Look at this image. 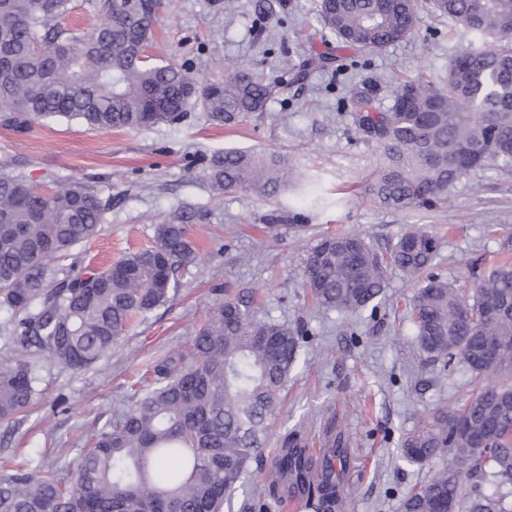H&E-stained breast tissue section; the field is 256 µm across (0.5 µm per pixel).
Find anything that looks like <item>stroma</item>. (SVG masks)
<instances>
[{
	"label": "stroma",
	"mask_w": 512,
	"mask_h": 512,
	"mask_svg": "<svg viewBox=\"0 0 512 512\" xmlns=\"http://www.w3.org/2000/svg\"><path fill=\"white\" fill-rule=\"evenodd\" d=\"M224 3L166 0L149 53L184 66L202 84L250 65L275 85L266 111L225 125L197 108L174 124L111 131L65 118L22 130L0 115V170L43 189L79 180L112 202L98 233L51 258L53 268L107 266L151 244L157 224L187 205L198 212L192 236L199 250L197 263L179 271L169 300L136 318L91 369L77 373L47 352H28L38 394L20 423L0 422V462L25 455L59 468L75 464L88 432L127 409L135 383L170 353L188 350L210 307L230 296L249 302L254 320L304 331L267 453L295 428L309 448L342 435L349 448L338 475L345 512H401L405 494L431 468L400 458V442L430 408L464 403L470 374L420 352L411 281L392 275L377 312L347 319L312 302L301 269L323 234L358 232L382 250L415 225L440 239L433 273L466 288L471 266L488 261L512 234V170L497 165L462 177L432 210L374 205L367 188L379 150L356 137L348 118L350 87L388 109L401 80L441 82L471 39L453 19L424 9L409 39L364 53L325 36L319 0H236L231 15ZM319 55L332 57V66L308 69L297 82L284 70ZM227 149L293 157L305 180L276 196L214 193L200 160Z\"/></svg>",
	"instance_id": "1"
}]
</instances>
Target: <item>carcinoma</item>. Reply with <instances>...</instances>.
<instances>
[{
  "mask_svg": "<svg viewBox=\"0 0 512 512\" xmlns=\"http://www.w3.org/2000/svg\"><path fill=\"white\" fill-rule=\"evenodd\" d=\"M72 0H0V112L20 123L55 117L109 131L179 121L199 105L217 122L266 111L272 85L242 66L222 83L200 85L188 69L148 55L163 0H85L106 23L64 28ZM454 19L473 46L448 79L398 83L393 104L376 111L356 88L352 114L360 139L381 150L369 186L390 209L429 210L448 189L489 164L512 168V0H429ZM323 28L362 51L380 52L412 35L416 0H320ZM219 192L273 196L297 171L257 150H226L202 159ZM110 207L90 186L66 182L42 191L0 173V309L23 349L47 351L72 371L91 368L112 350L133 318L170 298L176 274L196 263L195 213L183 207L156 228L151 245L101 269L59 274L48 259L92 237ZM439 251L430 231L411 228L378 251L356 232L323 236L309 253L303 287L326 310L353 317L369 307L390 275L418 280ZM472 294L432 275L417 285L412 321L420 351L443 367L460 360L477 391L461 407L440 405L406 433L402 458L440 466L401 504V512H512V260L472 270ZM302 332L285 322H256L227 298L211 309L189 354L153 368L154 385L125 411L95 428L70 481L58 470L20 462L0 472V512H224L252 464L288 490L293 476L315 512H343L335 464L348 449L313 458L287 433L264 454L281 391L297 362ZM36 370L0 356V421L31 405Z\"/></svg>",
  "mask_w": 512,
  "mask_h": 512,
  "instance_id": "obj_1",
  "label": "carcinoma"
}]
</instances>
